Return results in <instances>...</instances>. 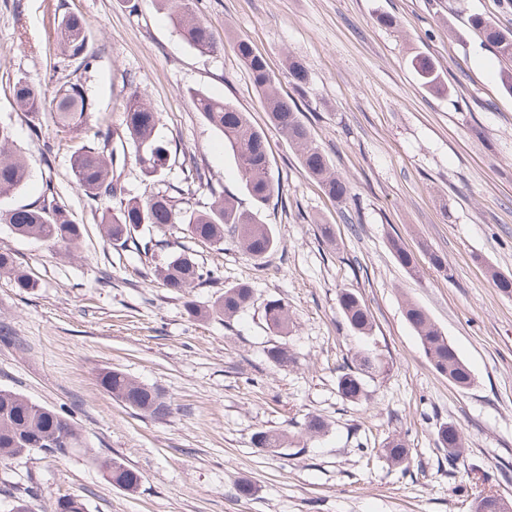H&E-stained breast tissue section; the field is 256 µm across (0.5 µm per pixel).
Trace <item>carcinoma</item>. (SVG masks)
Instances as JSON below:
<instances>
[{
	"mask_svg": "<svg viewBox=\"0 0 512 512\" xmlns=\"http://www.w3.org/2000/svg\"><path fill=\"white\" fill-rule=\"evenodd\" d=\"M155 2L167 12L173 26L191 47L202 54H215L222 50L212 29L196 15L192 0ZM469 25L483 36L500 58L512 61V30L496 27L478 14L470 16ZM58 36L62 53L74 64L73 70L59 82L50 96L43 88L19 79L12 85V98L33 130H38L40 114L47 112L56 127L69 135L71 168L77 190L94 202L104 199L119 201V206L108 208L101 215V230L107 240L123 244L141 226L162 231L172 224H184L189 236L202 244L221 246L224 236H229L254 260L263 258L276 246L275 234L269 225L259 222L258 213L271 199L279 196L281 186L270 174L265 134L251 124L245 113L201 90L188 91L196 111L224 137V148L234 157L254 209H241L232 197L224 194V190L213 186L209 187L208 205L191 211L179 209L175 197L160 191L126 199L120 176L114 173L113 138L132 148L141 173L154 182L163 177L171 157L168 143L157 133L160 117L144 90L135 87L123 99L121 132L90 124L89 117L95 111V103L87 93L84 77L92 67L95 55L89 50L88 27L81 16L69 14L62 18ZM234 52L250 72L255 90L268 112L269 122L295 145L300 166L321 183L329 198L339 205L347 204L351 197L349 183L330 171L327 156L310 141L297 104L280 95L276 78L264 58L257 55L245 39L234 42ZM411 65L426 89L440 95L447 92L443 72L430 57L418 53L411 59ZM12 146V129L1 124V199L16 193L28 176L27 161L14 152ZM56 195L54 185L48 181L42 195L35 201L1 210L0 222L19 237L50 247L73 249L82 237V225L71 219L64 206L56 201ZM389 245L401 267L409 272L416 270L413 253L394 238L389 240ZM155 272L164 287L183 296L204 281L214 279L213 273L203 271L194 257L183 250L170 253ZM0 275L9 277L20 289L34 287L29 272L11 252L0 251ZM252 296V288L239 283L224 288V294L206 307L197 305L193 300L186 301V312L194 318L208 315L228 322L250 304ZM338 303L345 323L352 331L370 334L371 314L357 294L345 291L339 295ZM405 317L432 367L457 387H471V370L428 312L409 303ZM265 319L268 328L280 337L287 335L293 326L288 307L280 299L267 301ZM266 357L282 369L296 364L294 353L283 342L271 345ZM383 368V361L376 352L368 348L360 351L354 365L340 375L338 393L349 402H363L367 397L366 379ZM100 385L112 398L143 416L163 420L171 413L170 401L158 387L137 382L117 369L102 372ZM326 428L327 424L321 417L312 415L303 423L302 434L312 438L324 433ZM288 441L290 438L285 431H260L254 436L257 447L271 452L287 447ZM437 442L448 450L451 463L463 448L460 431L446 423L437 430ZM34 449L56 459L80 453L103 473L108 483L123 490L136 489L141 482L138 472L116 459L107 462L104 456L89 448L69 413L38 404L18 391L0 389V466L5 468L12 460ZM380 452L388 462L402 464L409 460L411 448L404 438L394 436L384 442ZM36 494L37 487L32 484L13 487L11 497L16 512H33L32 499ZM55 512H86V504L76 495H66L56 501Z\"/></svg>",
	"mask_w": 512,
	"mask_h": 512,
	"instance_id": "obj_1",
	"label": "carcinoma"
}]
</instances>
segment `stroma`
I'll list each match as a JSON object with an SVG mask.
<instances>
[{
  "label": "stroma",
  "mask_w": 512,
  "mask_h": 512,
  "mask_svg": "<svg viewBox=\"0 0 512 512\" xmlns=\"http://www.w3.org/2000/svg\"><path fill=\"white\" fill-rule=\"evenodd\" d=\"M220 53L184 42L154 0H0V123L13 129L29 178L9 207L24 205L52 179L83 227L66 251L13 235L0 223V250L13 252L33 288L0 277V389L70 412L89 445L142 477L136 492L106 482L80 454L58 460L36 450L0 469V512L8 489L34 484L35 512L64 495L87 512H473L479 496L512 500V295L487 274L512 275V94L503 64L469 26L471 15L512 29V0H194ZM81 15L96 61L86 75L96 121L119 127L131 86L145 90L161 132L178 153L193 154L213 184L239 206L252 203L222 135L193 107L188 92L224 98L264 131L281 199L259 214L279 239L258 261L233 242L212 247L183 225L153 232L164 248L112 244L100 232L105 205L80 193L70 155L50 117L39 130L13 104L17 80L53 88L64 76L54 17ZM393 17L394 26L380 18ZM249 39L299 107L310 137L346 179L338 207L300 166L295 148L270 125L233 38ZM424 53L441 66L448 91L431 94L411 67ZM306 68L299 92L288 60ZM332 225L334 243L318 227ZM427 244L443 268L411 276L390 252ZM193 254L217 281L194 289L205 305L226 286L246 283L250 305L233 321L194 320L186 299L160 285L156 266L169 251ZM349 290L369 308L370 336L349 330L338 295ZM285 301L295 326L287 343L294 367L266 360L276 337L268 299ZM423 307L475 376L461 389L429 364L405 318ZM375 348L387 374L368 380V398L343 400L337 378L354 354ZM106 368L160 387L171 414H135L98 381ZM325 434L306 438V418ZM456 425L465 448L456 463L437 442ZM294 434L290 447L257 448L259 431ZM411 448L393 467L376 449L394 435ZM250 496L237 493L240 485Z\"/></svg>",
  "instance_id": "35a3bbf8"
}]
</instances>
